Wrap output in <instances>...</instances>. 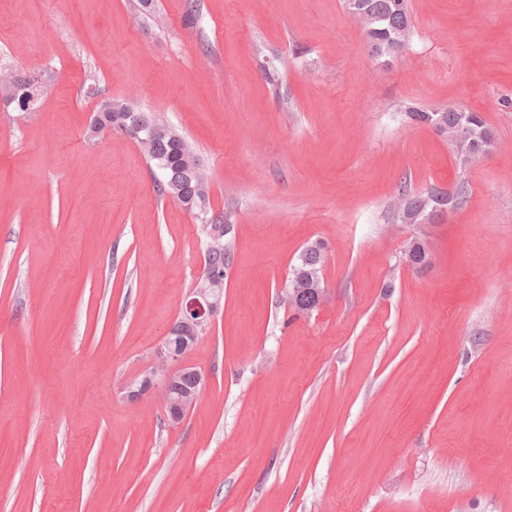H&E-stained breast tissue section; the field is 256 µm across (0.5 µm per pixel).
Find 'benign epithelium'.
I'll return each instance as SVG.
<instances>
[{
    "instance_id": "benign-epithelium-1",
    "label": "benign epithelium",
    "mask_w": 512,
    "mask_h": 512,
    "mask_svg": "<svg viewBox=\"0 0 512 512\" xmlns=\"http://www.w3.org/2000/svg\"><path fill=\"white\" fill-rule=\"evenodd\" d=\"M18 91L13 73L1 72L0 102L11 105ZM435 131L448 140L453 151L464 162L488 155L495 144V138L489 133L460 136L456 129L442 125L437 126ZM222 303L224 291L220 284L210 277L196 283L181 306L178 321L169 329V333L182 336L183 344L176 348L167 344L160 347L139 387L127 392V399L137 401L157 390L162 395L171 421L177 423L183 419L185 411L203 394L206 384L202 372L189 363V342L206 331Z\"/></svg>"
}]
</instances>
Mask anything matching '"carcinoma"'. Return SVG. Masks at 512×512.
<instances>
[{
  "label": "carcinoma",
  "instance_id": "cac0c4a2",
  "mask_svg": "<svg viewBox=\"0 0 512 512\" xmlns=\"http://www.w3.org/2000/svg\"><path fill=\"white\" fill-rule=\"evenodd\" d=\"M347 8L354 12L353 18L360 23L367 50L372 58L386 63L394 58L397 46L411 41L413 31L409 0H358V6L355 7L350 2ZM402 109L406 117L418 126L427 127L437 119L447 126L459 123V114L448 111L446 106L428 109L405 104ZM164 129L165 133L147 141L136 136L132 140L160 172V177L156 180L158 194L172 197L185 205L189 186L195 182L191 170L196 165L197 157L184 135L167 125ZM436 194L437 189L434 187L424 193L415 194L404 185L394 199L392 213L396 215L416 202L426 204L429 210L438 208L441 202L435 199ZM192 212L200 217L201 231L206 238L212 228L211 221L215 219L221 222L224 248L205 256V273H217L221 278H227L234 261V224L231 215L214 218L208 215L205 208H194ZM401 257L412 267L428 264V253L416 240L406 245ZM324 264L325 252L319 242L306 246L299 255V262L292 268L286 283V298L296 313L305 314L307 310L318 305L321 290L324 289Z\"/></svg>",
  "mask_w": 512,
  "mask_h": 512
}]
</instances>
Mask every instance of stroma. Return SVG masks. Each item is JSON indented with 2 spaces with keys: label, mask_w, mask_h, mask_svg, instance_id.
<instances>
[{
  "label": "stroma",
  "mask_w": 512,
  "mask_h": 512,
  "mask_svg": "<svg viewBox=\"0 0 512 512\" xmlns=\"http://www.w3.org/2000/svg\"><path fill=\"white\" fill-rule=\"evenodd\" d=\"M186 8L0 0V68L44 83L0 112V512H512V0H410L387 65L342 0ZM92 87L182 133L235 219L177 424L123 389L205 238L135 142L90 136ZM406 102L481 113L493 152L461 163ZM462 179L464 208L393 223L401 186ZM314 242L326 297L298 316L285 284Z\"/></svg>",
  "instance_id": "1"
}]
</instances>
